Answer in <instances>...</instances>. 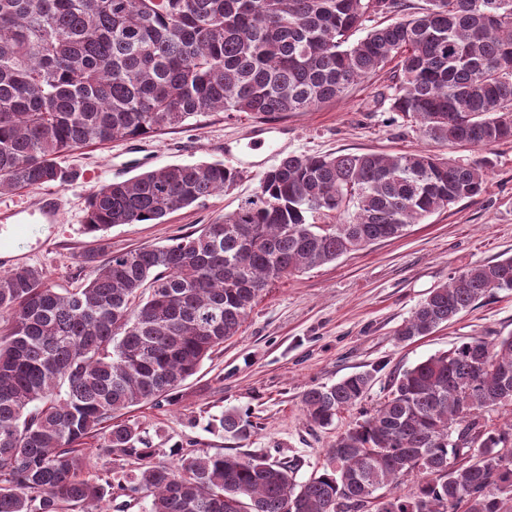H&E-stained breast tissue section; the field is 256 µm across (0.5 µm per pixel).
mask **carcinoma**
Returning a JSON list of instances; mask_svg holds the SVG:
<instances>
[{"mask_svg":"<svg viewBox=\"0 0 512 512\" xmlns=\"http://www.w3.org/2000/svg\"><path fill=\"white\" fill-rule=\"evenodd\" d=\"M373 15L389 19L351 42ZM395 64L389 111L437 142L512 141V0H0V192L64 186L67 153L208 112H309ZM483 163L428 153L290 154L237 210L163 246L108 251L118 224H160L240 179L222 163L172 164L88 198L95 267L81 288L39 268L0 271V512H100L143 494L149 512H512V334L472 338L404 370L390 396L336 439L321 473L199 451L173 467L117 417L177 400L269 285L334 262L485 189ZM512 256L432 289L397 330L429 336L494 290ZM373 382L355 373L302 396L333 423ZM511 418L497 426L492 414ZM207 427L247 436L240 415ZM139 466L89 479L84 441ZM455 466L447 469L448 460Z\"/></svg>","mask_w":512,"mask_h":512,"instance_id":"cac0c4a2","label":"carcinoma"}]
</instances>
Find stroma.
<instances>
[{"mask_svg":"<svg viewBox=\"0 0 512 512\" xmlns=\"http://www.w3.org/2000/svg\"><path fill=\"white\" fill-rule=\"evenodd\" d=\"M392 68L365 79L344 98L310 112H292L273 123L275 151H253L251 134L262 119L248 113L211 112L187 126L88 144L65 157L75 177L56 187L61 220L0 223V269L27 264L60 288L92 279L79 265L91 244L84 215L90 194L102 185L170 164L220 162L240 179L205 203L166 216L161 224H119L106 233L112 252L165 245L233 212L251 196L260 176L289 154L425 151L489 166L483 193L410 225L401 237L375 243L296 276L275 282L258 297L238 334L225 341L185 382L175 404L137 406L125 418L146 431L156 449L152 462L173 466L175 448L298 459L297 482L321 469L337 436L384 401L394 375L429 356L473 338L512 333V290L477 300L433 334L398 341L396 331L428 292L459 271L512 255V141L485 149L447 146L390 112ZM240 144L235 157L226 143ZM368 372L373 383L361 404L321 427L305 416L301 398L312 387ZM235 412L252 423L247 438L210 432L209 416Z\"/></svg>","mask_w":512,"mask_h":512,"instance_id":"1","label":"stroma"}]
</instances>
